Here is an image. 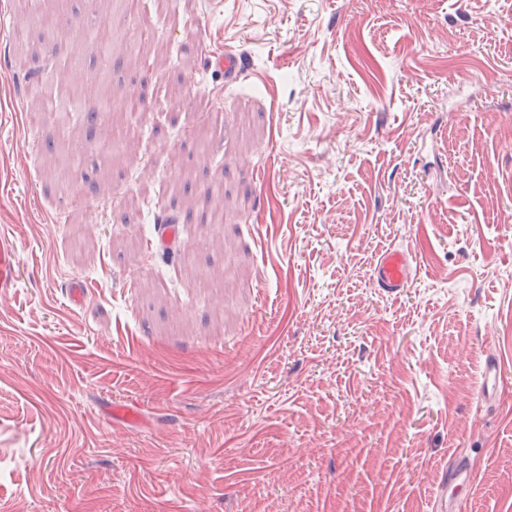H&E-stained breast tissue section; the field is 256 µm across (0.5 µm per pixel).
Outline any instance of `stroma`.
<instances>
[{
    "instance_id": "35a3bbf8",
    "label": "stroma",
    "mask_w": 512,
    "mask_h": 512,
    "mask_svg": "<svg viewBox=\"0 0 512 512\" xmlns=\"http://www.w3.org/2000/svg\"><path fill=\"white\" fill-rule=\"evenodd\" d=\"M174 6L124 20L146 64L120 77L84 0H0V512H433L457 456L463 512H512V0ZM227 48L229 89L205 59ZM33 70L147 109L113 113L119 149L81 175L63 151L86 132ZM168 203L174 256L149 243ZM391 246L415 269L393 297ZM209 65L210 68L224 77L225 88L238 83L247 70L242 56L229 49H225L224 54H212L209 59ZM19 278L17 247L11 238L0 232V295L16 287ZM412 275L413 269L408 251L392 247L378 258L373 268L372 278L376 288L392 296L407 285ZM501 389V376L498 361L491 356L486 358L483 367V384L480 399L486 402L496 398Z\"/></svg>"
}]
</instances>
